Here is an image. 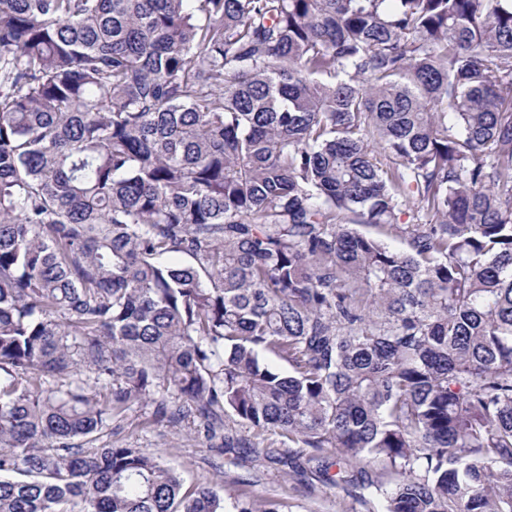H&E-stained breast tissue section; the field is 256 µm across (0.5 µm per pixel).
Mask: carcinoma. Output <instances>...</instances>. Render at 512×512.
Segmentation results:
<instances>
[{
  "mask_svg": "<svg viewBox=\"0 0 512 512\" xmlns=\"http://www.w3.org/2000/svg\"><path fill=\"white\" fill-rule=\"evenodd\" d=\"M150 404L512 512V0H0V512H226Z\"/></svg>",
  "mask_w": 512,
  "mask_h": 512,
  "instance_id": "carcinoma-1",
  "label": "carcinoma"
}]
</instances>
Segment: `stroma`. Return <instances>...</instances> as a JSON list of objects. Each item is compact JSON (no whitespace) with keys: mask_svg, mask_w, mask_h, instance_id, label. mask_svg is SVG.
I'll use <instances>...</instances> for the list:
<instances>
[{"mask_svg":"<svg viewBox=\"0 0 512 512\" xmlns=\"http://www.w3.org/2000/svg\"><path fill=\"white\" fill-rule=\"evenodd\" d=\"M151 413L148 407L130 411L117 438L129 447L162 456L181 474L185 488L220 479L229 502L244 492L259 503L283 501L288 512H365L347 485L322 481L313 465L281 464L280 456L289 449L286 438L261 437L255 450L228 448L222 439H205L189 422L175 427L151 424Z\"/></svg>","mask_w":512,"mask_h":512,"instance_id":"stroma-1","label":"stroma"}]
</instances>
